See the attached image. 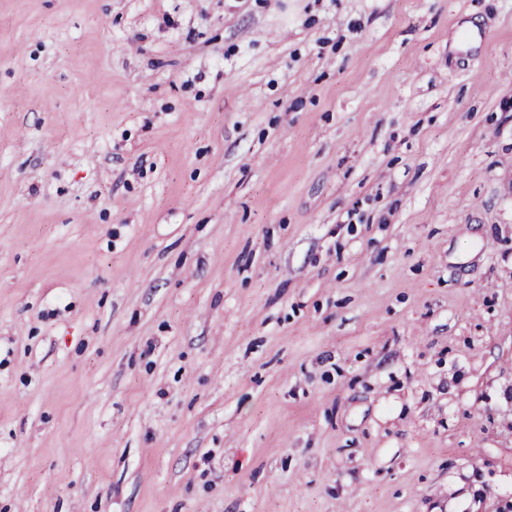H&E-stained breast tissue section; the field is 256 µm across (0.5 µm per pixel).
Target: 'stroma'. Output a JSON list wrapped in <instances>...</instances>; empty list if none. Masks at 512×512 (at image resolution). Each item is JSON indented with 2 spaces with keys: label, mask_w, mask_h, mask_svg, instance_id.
I'll list each match as a JSON object with an SVG mask.
<instances>
[{
  "label": "stroma",
  "mask_w": 512,
  "mask_h": 512,
  "mask_svg": "<svg viewBox=\"0 0 512 512\" xmlns=\"http://www.w3.org/2000/svg\"><path fill=\"white\" fill-rule=\"evenodd\" d=\"M0 512H512V0H0Z\"/></svg>",
  "instance_id": "35a3bbf8"
}]
</instances>
